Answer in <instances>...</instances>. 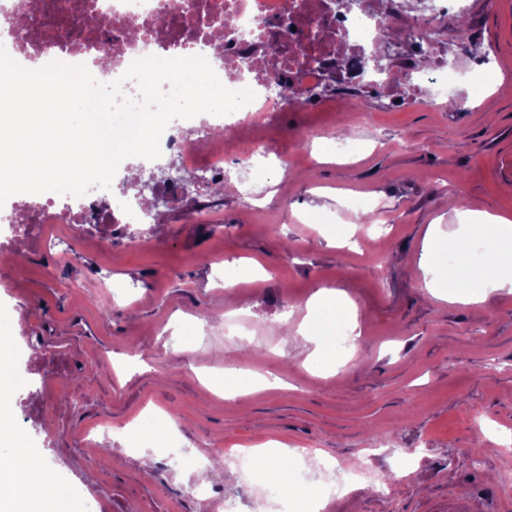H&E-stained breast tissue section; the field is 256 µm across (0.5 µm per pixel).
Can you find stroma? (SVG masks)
I'll use <instances>...</instances> for the list:
<instances>
[{"label": "stroma", "instance_id": "stroma-1", "mask_svg": "<svg viewBox=\"0 0 512 512\" xmlns=\"http://www.w3.org/2000/svg\"><path fill=\"white\" fill-rule=\"evenodd\" d=\"M464 5L466 32L445 26L432 40L436 56L473 77L458 91L461 110L387 56L392 81L362 94V107L330 103L268 127L277 153L266 164L291 163L289 176L255 179L250 195L225 190L215 221L165 208L163 232L144 247L101 222L72 236L63 224L27 225V248L0 275V331L24 380L12 394L14 423L89 512H196L195 481L253 494L263 485L250 471L232 477L201 460L210 445L233 453L272 441L343 466L367 449L396 476L385 496L363 485L322 494L321 512H512V448L503 447L512 439V288L490 292L474 313L430 294L435 271L424 255L429 225L458 230L457 213L478 207L512 220V0ZM307 129L322 152L299 147ZM343 129L354 146L346 154L332 148ZM373 201L392 223L365 219ZM286 209L301 222L281 221ZM342 212L352 237L339 244L326 224ZM77 235L87 258L75 267L58 254ZM252 261L267 277L225 288L226 264ZM322 289L344 291L362 328L357 353L337 351L326 376L303 368L281 325L286 315L300 322ZM239 306L255 317L247 354L217 329L198 344L208 316ZM41 355L55 363L51 377L31 368ZM127 355L134 370L109 380L105 361ZM232 355L286 389L217 397L202 376ZM31 397L42 406L37 421L24 406ZM150 406L171 414L169 437L128 451L118 430ZM100 421L115 435L86 445L82 430Z\"/></svg>", "mask_w": 512, "mask_h": 512}]
</instances>
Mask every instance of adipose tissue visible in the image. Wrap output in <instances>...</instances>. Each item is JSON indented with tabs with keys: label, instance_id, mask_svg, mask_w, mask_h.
Wrapping results in <instances>:
<instances>
[{
	"label": "adipose tissue",
	"instance_id": "1",
	"mask_svg": "<svg viewBox=\"0 0 512 512\" xmlns=\"http://www.w3.org/2000/svg\"><path fill=\"white\" fill-rule=\"evenodd\" d=\"M466 221L471 232L465 237L426 234L427 259L438 272L431 292L477 306L489 291L512 286V223L481 210L469 211ZM305 309L298 334L314 349L303 366L318 374L331 373L336 368V337L360 334L357 310L349 298L333 290L312 296ZM283 386L280 378L270 374L228 370L215 393L234 400ZM0 446L7 450V461L0 464V512H83L81 499L44 467L33 449L24 446L12 407L2 404ZM250 454L258 478L269 489L298 502L300 512H320L321 502L280 462V449L254 448Z\"/></svg>",
	"mask_w": 512,
	"mask_h": 512
}]
</instances>
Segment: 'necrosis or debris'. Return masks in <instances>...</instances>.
<instances>
[{
  "label": "necrosis or debris",
  "instance_id": "1",
  "mask_svg": "<svg viewBox=\"0 0 512 512\" xmlns=\"http://www.w3.org/2000/svg\"><path fill=\"white\" fill-rule=\"evenodd\" d=\"M370 9L336 11L332 0H0V47L19 64L48 58L83 65L100 82L124 80L131 63L147 55L204 54L230 89L251 88L254 99L226 116L199 115L193 124L173 120L161 150L184 173L202 172L224 183V162L247 155L237 181L251 182L272 141L263 133L270 117L311 104L314 92L335 84L352 89L363 78L367 46L378 45ZM111 48L108 59L97 53ZM152 161L120 164V192L93 186L59 201L21 193L4 204L10 222L36 215L44 224H80L96 203L110 223L137 224L145 211L141 188Z\"/></svg>",
  "mask_w": 512,
  "mask_h": 512
}]
</instances>
